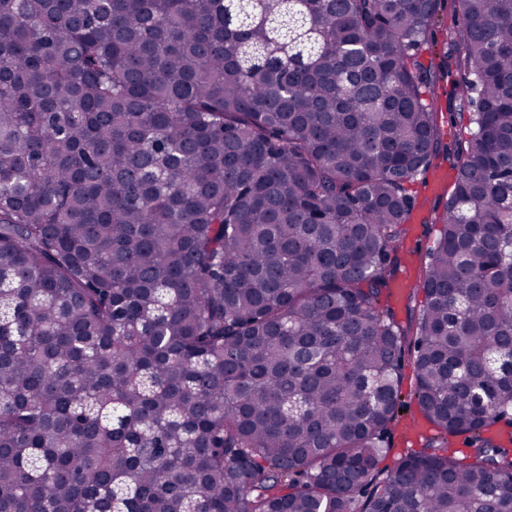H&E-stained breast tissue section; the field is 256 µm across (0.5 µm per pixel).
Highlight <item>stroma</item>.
<instances>
[{
    "mask_svg": "<svg viewBox=\"0 0 512 512\" xmlns=\"http://www.w3.org/2000/svg\"><path fill=\"white\" fill-rule=\"evenodd\" d=\"M460 24L455 0H437L431 36L419 51L421 63L433 75L430 90L441 144L432 169L420 173L409 187L415 199L414 209L422 215L423 220L408 226L407 236L398 251V273L402 276L412 275L415 285L406 289L401 297L389 301L398 322L405 327L414 325L419 317L424 294L417 283L421 281L429 263V252L440 230L433 219L443 211L455 184L454 179L450 178L441 186H434V171L438 168L453 169V153L466 132L457 112L468 74L457 67L458 48L450 38L451 32ZM391 432V447L380 463L381 469L386 471L391 470L409 452L422 448L427 440L437 434L435 427L415 408L405 413Z\"/></svg>",
    "mask_w": 512,
    "mask_h": 512,
    "instance_id": "stroma-1",
    "label": "stroma"
}]
</instances>
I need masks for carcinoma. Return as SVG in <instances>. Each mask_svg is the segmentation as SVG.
Returning a JSON list of instances; mask_svg holds the SVG:
<instances>
[{
    "label": "carcinoma",
    "mask_w": 512,
    "mask_h": 512,
    "mask_svg": "<svg viewBox=\"0 0 512 512\" xmlns=\"http://www.w3.org/2000/svg\"><path fill=\"white\" fill-rule=\"evenodd\" d=\"M457 2L411 339L435 0H0V512H512V0ZM435 3L431 36L420 49L418 56L423 66L430 69L433 75L431 94H428L427 98L432 96L433 110L436 112L434 118L441 138L439 157L427 171L421 172L409 187L415 198L412 212H419L423 220L420 223L407 224L408 233L400 244V267L394 282L411 272L413 286L406 288L398 299L383 297V304L387 301L395 311L396 319L405 328L413 326L420 314L424 294L418 286L430 260L431 246L441 227L431 222L443 211L452 195L456 180L453 153L458 140L467 132L466 121H460L456 113L459 112L460 97L464 100V96L460 95L463 94L462 89L467 82L468 74L456 66L458 47L450 38V33L460 26L461 17L454 0H438ZM438 168L448 169V179L440 187H433V176ZM410 424L417 425L419 429L415 435L408 438L404 434V429ZM391 432L392 447L379 464V468L386 473L394 467L399 459L412 450L422 448L427 440L437 435L435 427L423 416L416 405L412 406L410 412L402 415V418L392 427Z\"/></svg>",
    "instance_id": "obj_1"
}]
</instances>
